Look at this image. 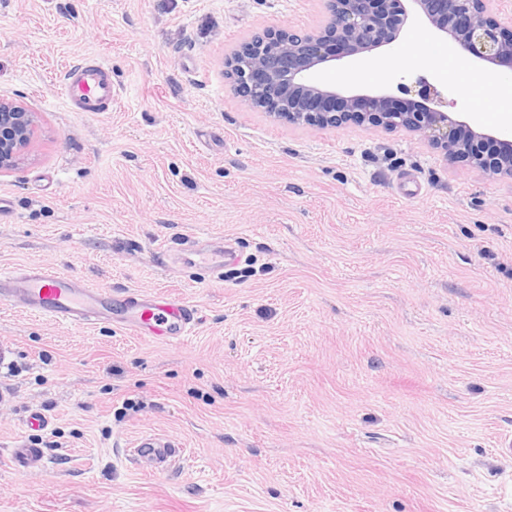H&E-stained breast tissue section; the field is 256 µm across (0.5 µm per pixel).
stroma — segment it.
Segmentation results:
<instances>
[{
    "label": "stroma",
    "mask_w": 512,
    "mask_h": 512,
    "mask_svg": "<svg viewBox=\"0 0 512 512\" xmlns=\"http://www.w3.org/2000/svg\"><path fill=\"white\" fill-rule=\"evenodd\" d=\"M326 0H0V95L40 128L0 175V269L172 292L178 344L0 303V512H512V178L403 130L291 125L249 106L224 58L269 27L320 26ZM449 39L411 14L346 92L425 77L471 126L504 95L439 77ZM112 66L104 112H74V64ZM242 257L223 280L167 263L183 237ZM41 413L47 429H29ZM161 433L163 471L131 453ZM46 447L44 470L8 453ZM133 448L140 458L152 460L161 470L181 454V448L162 434L142 435L135 440Z\"/></svg>",
    "instance_id": "stroma-1"
}]
</instances>
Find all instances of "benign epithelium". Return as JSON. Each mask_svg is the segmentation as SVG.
<instances>
[{"instance_id":"1","label":"benign epithelium","mask_w":512,"mask_h":512,"mask_svg":"<svg viewBox=\"0 0 512 512\" xmlns=\"http://www.w3.org/2000/svg\"><path fill=\"white\" fill-rule=\"evenodd\" d=\"M438 31L479 62L512 72V26L493 11L495 0H409ZM408 18L402 0H326L322 26L301 34L268 28L224 58L233 90L252 105L259 100L275 121L320 128L347 123L403 129L445 157L493 175L512 178V139L470 130L474 140H492L497 152L475 151L458 137L466 122L441 109L438 89L423 78L414 97L342 95L315 79L324 64L393 44ZM37 113L0 96V174L16 167L33 142Z\"/></svg>"}]
</instances>
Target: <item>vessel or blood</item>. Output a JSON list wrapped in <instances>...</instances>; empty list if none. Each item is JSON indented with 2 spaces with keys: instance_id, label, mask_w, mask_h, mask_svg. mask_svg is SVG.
Segmentation results:
<instances>
[{
  "instance_id": "vessel-or-blood-1",
  "label": "vessel or blood",
  "mask_w": 512,
  "mask_h": 512,
  "mask_svg": "<svg viewBox=\"0 0 512 512\" xmlns=\"http://www.w3.org/2000/svg\"><path fill=\"white\" fill-rule=\"evenodd\" d=\"M110 73L101 60L71 67L61 86L70 107L77 112H90L111 105L115 90ZM197 255L217 280L223 279L225 269L241 261L229 245L221 251L201 248ZM0 301L16 302L41 317L78 327L110 321L134 335L169 343L190 336L197 321L195 310L183 298L164 293L154 297L138 291L115 295L40 265L1 271ZM134 448L139 457L152 460L161 469L181 454L180 448L161 434L138 437ZM10 460L15 470L29 472L45 468L47 457L44 449L32 445L12 449Z\"/></svg>"
}]
</instances>
